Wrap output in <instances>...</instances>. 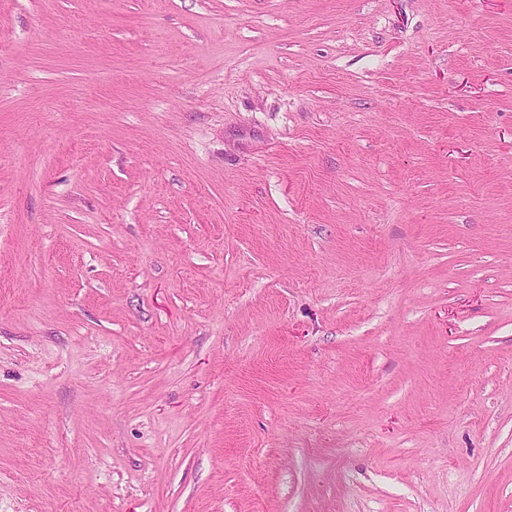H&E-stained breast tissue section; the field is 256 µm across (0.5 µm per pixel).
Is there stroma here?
Returning a JSON list of instances; mask_svg holds the SVG:
<instances>
[{"mask_svg": "<svg viewBox=\"0 0 512 512\" xmlns=\"http://www.w3.org/2000/svg\"><path fill=\"white\" fill-rule=\"evenodd\" d=\"M0 512H512V0H0Z\"/></svg>", "mask_w": 512, "mask_h": 512, "instance_id": "1", "label": "stroma"}]
</instances>
